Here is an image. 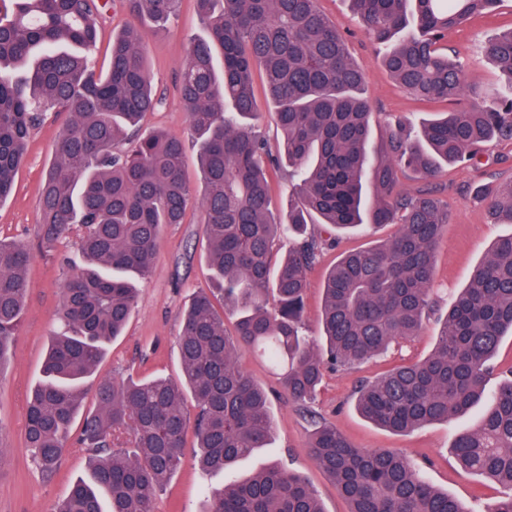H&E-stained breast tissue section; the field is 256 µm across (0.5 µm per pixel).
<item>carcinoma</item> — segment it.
<instances>
[{"label": "carcinoma", "mask_w": 512, "mask_h": 512, "mask_svg": "<svg viewBox=\"0 0 512 512\" xmlns=\"http://www.w3.org/2000/svg\"><path fill=\"white\" fill-rule=\"evenodd\" d=\"M179 2L124 0L130 21L112 38L103 71L91 54L104 0H0V202L12 190L31 130L49 112L67 115L41 188L39 237L55 248L78 231L82 263L64 281L60 330L27 402L24 443L48 477L79 417L76 443L93 460L89 478L75 481L55 512H154L190 432L209 474L268 447V393L243 370L246 353L266 355L289 401L307 413L326 366L353 368L417 336L436 312L435 258L448 224L431 182L443 165L473 157L489 142L512 144V98L489 103L442 47L449 30L498 0H350L396 83L417 98L451 105L423 120L415 135L405 123L388 126L378 156L369 152L363 74L317 0H197L207 36L191 42L178 88L197 147L198 197L185 178L182 139L140 128L142 115L160 104L146 67L145 27L162 29ZM482 50L512 87V30ZM256 68L282 131L276 146L254 124ZM285 167L297 201L277 217L269 175ZM407 170L430 186L404 191ZM477 195L496 220L512 224V183ZM191 207L202 213L207 265L224 310L236 317L234 334L224 330L211 297L199 295L181 323L183 383L101 380L93 406L82 409V385L131 317L135 279L152 272L164 227L184 223ZM367 222L399 230L336 263L323 288L322 331L304 335L308 272L333 243L308 225L339 232ZM281 237L290 248L273 268V243ZM29 262L24 244L0 238V366L24 321ZM508 331L512 235L492 245L456 296L432 353L390 369L357 395L359 413L395 433L447 422L487 400L479 427L460 432L453 451L463 468L507 489L489 512H512V377L486 392ZM308 448L349 512H466L402 455L356 448L333 425H318ZM201 512L324 510L300 476L271 464L208 490Z\"/></svg>", "instance_id": "1"}]
</instances>
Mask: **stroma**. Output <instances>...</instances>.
I'll list each match as a JSON object with an SVG mask.
<instances>
[{"label":"stroma","instance_id":"35a3bbf8","mask_svg":"<svg viewBox=\"0 0 512 512\" xmlns=\"http://www.w3.org/2000/svg\"><path fill=\"white\" fill-rule=\"evenodd\" d=\"M319 9L336 20L350 54L362 69L374 112L370 149L378 151L389 122L408 118L421 122L447 111L443 101H419L401 90L383 67L380 56L364 36L359 16L349 0H319ZM512 29V0H499L486 16L472 18L450 30L445 46L462 65L470 81L491 89L507 88V80L482 53L495 34ZM205 31L195 0H182L180 10L166 28L148 34L147 65L153 89L161 103L147 113L143 125L184 135L188 125L185 104L178 92V74L188 43ZM64 125L51 117L32 130L28 150L12 192L0 205V236L24 242L32 253L27 270V309L22 328L14 338L13 356L0 367V512H53L69 486L87 472L88 453L69 448L51 478H43L23 442L27 395L41 374L45 347L58 328L56 309L67 262H80L75 243L53 250L42 246L38 235V199L43 176L53 159V148ZM439 198L448 208L449 222L435 266L438 313L426 320L413 341L393 347L386 355L353 369H327L312 403L313 417H305L289 402L279 372L260 356L241 360L244 370L270 393L269 414L274 435L256 458L216 475H204L195 464V439L187 437L183 464L160 493L155 512H199L207 488L277 462L301 475L316 491L324 512H348L331 478L319 468L307 444L312 420L334 425L360 448H389L403 453L423 468L437 489L462 501L471 512H486L499 500V488L487 478L458 465L451 445L458 432L474 429L480 412L472 410L451 423H432L409 434H394L362 417L355 408L360 382L371 381L389 368L427 357L440 329L439 315L446 312L456 292L467 286L491 245L512 234V224L495 223L486 204L476 199L477 189L495 190L512 182V145L493 144L482 157L445 167L439 179ZM201 214L189 210L185 223L167 227L161 237L155 267L139 281L137 305L123 336L112 341L96 376L112 379L132 376L181 377L178 336L185 310L192 299L210 288L201 235ZM396 225H364L340 234L336 249L325 251L309 273L304 322L308 335H318L323 283L339 252L363 249L386 239Z\"/></svg>","mask_w":512,"mask_h":512}]
</instances>
